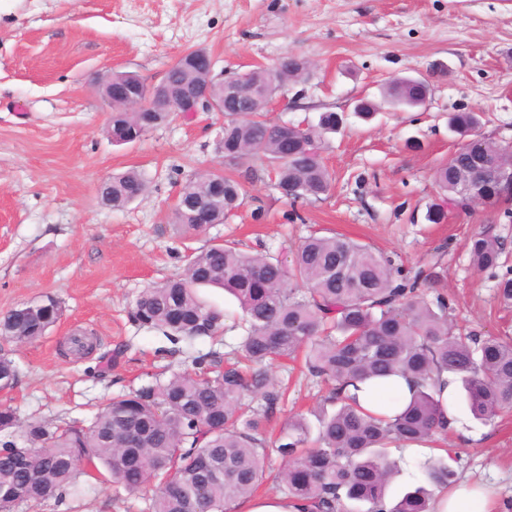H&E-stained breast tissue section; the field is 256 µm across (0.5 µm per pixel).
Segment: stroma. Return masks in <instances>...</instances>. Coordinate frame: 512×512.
Listing matches in <instances>:
<instances>
[{
	"label": "stroma",
	"instance_id": "stroma-1",
	"mask_svg": "<svg viewBox=\"0 0 512 512\" xmlns=\"http://www.w3.org/2000/svg\"><path fill=\"white\" fill-rule=\"evenodd\" d=\"M198 48L228 73L273 65L287 52L308 60L306 80L285 90L288 108H273L271 116L292 124L343 113V128L323 150L328 195L293 206L268 179L246 178V204L235 216L205 234H175L181 184L222 167L216 142L223 117L182 115L118 145L95 79L131 72L154 84ZM395 77L426 78L428 102L408 108L383 101L382 88ZM360 96L378 102L372 119L354 114ZM460 110L477 113L491 141H512V0H20L0 19V313L47 293L65 306L43 339L5 347L19 370L10 398L20 421L91 417L112 396L154 374L191 368L210 351L239 360L245 331L224 290L201 291L227 313L214 339L173 343L130 317L144 288L179 274L186 249L214 237L285 257L318 229L407 266L439 249L437 289L453 322L512 336V310L499 305L494 279L471 269L467 252L471 235L487 224L512 244V219L484 206L449 209L439 224L425 219L439 200L435 172L459 142L448 117ZM129 169L144 177L146 193L122 209L103 205L101 182ZM257 207L264 212L258 222L251 215ZM86 329L96 334L95 352L64 355L68 337ZM272 376L288 389L270 425L276 433L289 416L308 413L323 390L289 363ZM454 412L458 428L441 445L456 459L458 481L489 486L498 512H512V413L484 425L463 406ZM145 507L141 496L90 471L65 504L36 512Z\"/></svg>",
	"mask_w": 512,
	"mask_h": 512
}]
</instances>
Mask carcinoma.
I'll use <instances>...</instances> for the list:
<instances>
[{"label":"carcinoma","mask_w":512,"mask_h":512,"mask_svg":"<svg viewBox=\"0 0 512 512\" xmlns=\"http://www.w3.org/2000/svg\"><path fill=\"white\" fill-rule=\"evenodd\" d=\"M197 53L182 56L168 71L179 91L222 99L228 85L196 66ZM307 62L296 54L276 66L256 67L246 82L265 87L273 97L290 82L305 79ZM384 97L417 99L409 84L385 86ZM241 111L228 112L217 151L225 167L247 178L276 173L283 197L312 202L328 194L329 172L321 150L336 132L341 115L321 113L318 122L290 129L294 144L283 154L278 125L266 116L267 100L244 99ZM170 112H114L112 126L132 138L152 131ZM467 143L436 172L448 203L461 200L463 185L493 183L512 167V150L474 133L473 112H455L448 121ZM146 191L139 172L112 176L99 189L102 203L125 207ZM239 178L227 172L191 175L178 192L175 212L189 202L210 204L212 220L223 224L243 204ZM508 255L503 239L486 228L471 236L472 267L486 272ZM346 277L333 273L338 265ZM440 255L411 268L342 235L312 233L296 247L291 263L262 251L246 253L238 243L210 242L184 255L178 277L144 289L131 316L142 327L170 340L217 337L224 311L202 301L200 287L223 288L238 300L246 335L241 351L250 372L224 364L220 353L197 357L191 371L154 378L137 390L118 395L87 422L56 426L42 420L19 421L6 401L0 403V512L21 504L63 502L88 465L130 493H142L148 512H227L250 499L269 479V454L283 462L276 482L306 512H432L428 487L448 488L456 471L443 456L424 463L425 484L386 506L387 492L399 471L389 448L431 445L445 433L441 383L460 388L474 419L486 423L512 410V338L463 334L448 319L442 294L426 299L439 281ZM498 298L512 306V277L496 283ZM59 300L33 312L23 303L0 316V340L16 346L43 338L62 316ZM304 354L307 375L328 387L313 411L317 435L303 416L288 420L271 440L265 423L280 411L285 391L269 369ZM448 378H443V375ZM403 376L412 382L409 402L393 414L363 408L342 393L349 383ZM18 372L0 352V392L9 393Z\"/></svg>","instance_id":"1"}]
</instances>
